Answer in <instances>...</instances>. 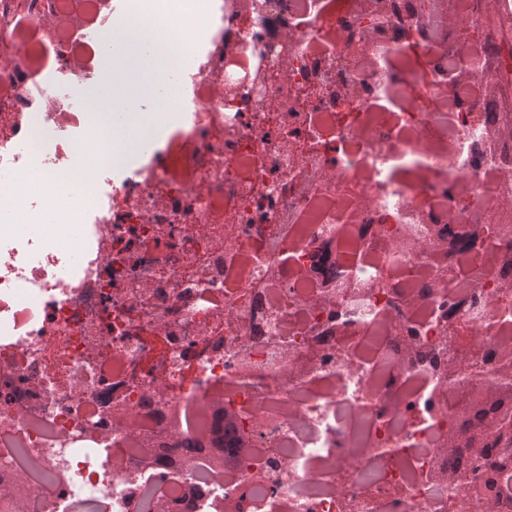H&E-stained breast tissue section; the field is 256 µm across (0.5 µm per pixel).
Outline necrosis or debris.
I'll return each instance as SVG.
<instances>
[{"label": "necrosis or debris", "instance_id": "1", "mask_svg": "<svg viewBox=\"0 0 512 512\" xmlns=\"http://www.w3.org/2000/svg\"><path fill=\"white\" fill-rule=\"evenodd\" d=\"M90 2L93 22L47 42L40 23L63 0H0V44L24 46L22 66L0 69V216L14 218L0 225V477L25 474L27 512H154L188 481L190 512H224L242 488L244 512H485L480 497L427 478L453 463L438 441L458 427L463 389L430 362L463 341L497 347L512 291L475 292L446 345L438 317L477 261L430 284L416 315L390 288L321 291L341 203L375 225L360 243L375 256L428 207L496 231L485 202L512 190L501 177L512 143L483 138L488 124L512 123V102L472 94L484 114L467 124L437 93L460 58L488 74L501 65L482 15L469 14L446 51L419 39L411 68L398 62L406 21L431 14V0H395L359 56L347 37L360 0H262L247 18L229 0L179 18L171 0ZM140 11L190 61L180 114L155 147L90 166L82 95L96 68L71 60ZM358 76L361 97L342 103L337 83ZM228 78L242 86L230 98L219 92ZM391 91L404 107L387 102ZM52 203L55 223L32 229ZM317 293L322 303L307 304ZM386 307L404 330L379 319ZM330 320L344 332L325 337L314 375L282 385L283 344L304 354V330ZM409 340L422 359L384 374L362 351L393 359ZM219 389L241 427L254 407L269 416L252 447L220 463L195 445L215 428L201 408ZM118 398L136 424L113 426Z\"/></svg>", "mask_w": 512, "mask_h": 512}]
</instances>
